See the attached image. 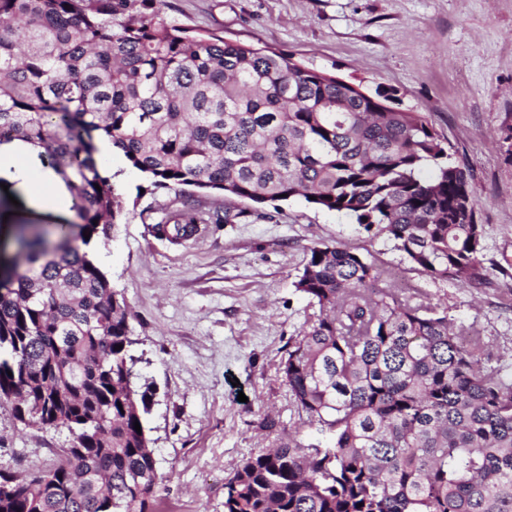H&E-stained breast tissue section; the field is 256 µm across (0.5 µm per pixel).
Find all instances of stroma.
Masks as SVG:
<instances>
[{"mask_svg": "<svg viewBox=\"0 0 512 512\" xmlns=\"http://www.w3.org/2000/svg\"><path fill=\"white\" fill-rule=\"evenodd\" d=\"M164 10L196 32L290 55L366 89L394 88L401 108L426 113L470 167L485 226V278L469 287L432 280L392 241L301 198L266 204L259 219L200 225L174 244L157 227L184 204L235 213L247 201L150 186L113 156L126 217L95 250L130 312L145 433L164 475L154 512H224V483L248 458L312 440L280 368L318 313L294 287L314 244L355 249L452 322L477 325L484 363L512 375V0H165ZM72 218L9 182L0 189V261L12 259L18 225ZM267 416L274 431L259 427ZM73 444L67 429L22 423L0 405L1 472L54 466Z\"/></svg>", "mask_w": 512, "mask_h": 512, "instance_id": "obj_1", "label": "stroma"}]
</instances>
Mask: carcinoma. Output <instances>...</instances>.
Returning <instances> with one entry per match:
<instances>
[{
    "mask_svg": "<svg viewBox=\"0 0 512 512\" xmlns=\"http://www.w3.org/2000/svg\"><path fill=\"white\" fill-rule=\"evenodd\" d=\"M163 2L0 0V145L40 149L78 219L22 229L0 274V404L75 436L52 468L0 472V512H153L162 484L134 429L147 394L126 388L128 306L84 250L125 217L101 138L156 188L302 197L434 280L485 277L470 170L424 113L386 85L365 96L290 55L201 36ZM253 215L187 210L164 232ZM294 287L319 314L281 373L315 442L249 458L224 512H512V378L482 364L474 327L380 285L339 243L309 247Z\"/></svg>",
    "mask_w": 512,
    "mask_h": 512,
    "instance_id": "carcinoma-1",
    "label": "carcinoma"
}]
</instances>
